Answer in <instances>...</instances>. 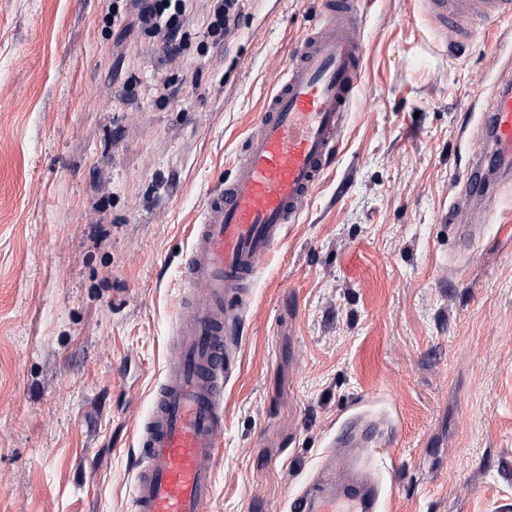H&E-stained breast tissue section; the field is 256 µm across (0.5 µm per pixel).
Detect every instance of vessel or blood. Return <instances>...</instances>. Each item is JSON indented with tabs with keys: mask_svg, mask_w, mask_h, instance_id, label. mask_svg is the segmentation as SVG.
Listing matches in <instances>:
<instances>
[{
	"mask_svg": "<svg viewBox=\"0 0 512 512\" xmlns=\"http://www.w3.org/2000/svg\"><path fill=\"white\" fill-rule=\"evenodd\" d=\"M426 12L455 41L478 25L512 17V0H424ZM362 0H323L283 77L265 99L236 158L234 175L203 199L181 270L183 299L175 344L146 417L136 426L133 512H208L224 436V387L232 375L244 308L240 300L260 261L298 223L330 168L344 118L361 89ZM500 163L512 162V92L490 109ZM483 163L466 173L463 205L485 199ZM380 424L352 417L332 438L324 467L288 504L289 512H381L378 484L358 458L339 448L371 447ZM350 474L337 479L339 462Z\"/></svg>",
	"mask_w": 512,
	"mask_h": 512,
	"instance_id": "vessel-or-blood-1",
	"label": "vessel or blood"
}]
</instances>
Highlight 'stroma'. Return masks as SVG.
<instances>
[{
    "instance_id": "1",
    "label": "stroma",
    "mask_w": 512,
    "mask_h": 512,
    "mask_svg": "<svg viewBox=\"0 0 512 512\" xmlns=\"http://www.w3.org/2000/svg\"><path fill=\"white\" fill-rule=\"evenodd\" d=\"M321 0H199L181 53L137 0H0V512H131L202 199ZM335 162L250 285L208 512H287L340 424L383 512H512V179L448 228L512 85V20L461 45L422 0H365ZM207 5L208 19L206 30L208 35L220 38L230 34L232 28L236 26L239 15V0H209Z\"/></svg>"
}]
</instances>
